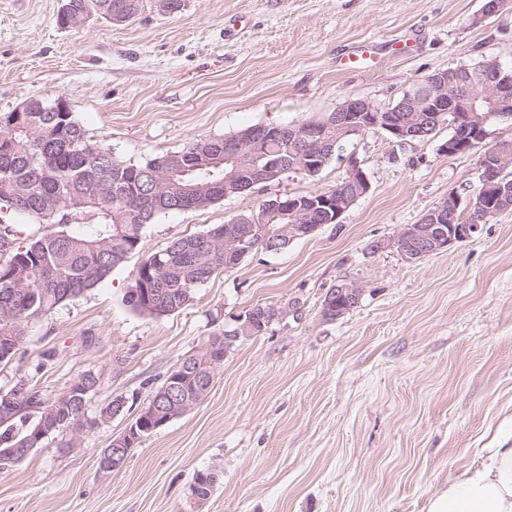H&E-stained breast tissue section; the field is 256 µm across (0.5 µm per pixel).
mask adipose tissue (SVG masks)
Returning <instances> with one entry per match:
<instances>
[{
    "instance_id": "1",
    "label": "adipose tissue",
    "mask_w": 512,
    "mask_h": 512,
    "mask_svg": "<svg viewBox=\"0 0 512 512\" xmlns=\"http://www.w3.org/2000/svg\"><path fill=\"white\" fill-rule=\"evenodd\" d=\"M428 512H512V446L480 449L477 465L449 480Z\"/></svg>"
}]
</instances>
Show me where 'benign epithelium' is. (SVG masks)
I'll use <instances>...</instances> for the list:
<instances>
[{
    "label": "benign epithelium",
    "instance_id": "obj_1",
    "mask_svg": "<svg viewBox=\"0 0 512 512\" xmlns=\"http://www.w3.org/2000/svg\"><path fill=\"white\" fill-rule=\"evenodd\" d=\"M491 67L495 68L497 77L490 84L481 81L478 72L467 68L449 73L439 72L422 85L416 95L408 97L407 104L400 106L395 112H386L367 98H347L334 109L336 131L346 136L363 129L380 127L391 141L404 143L410 137L425 136V132L413 122H404L399 113L446 112L451 106L455 133L439 146V151L448 156L466 153L489 138L491 126L512 118V78L502 76L498 61H492ZM294 136L306 146L305 157L301 163L303 174L313 175L321 171L324 155L342 150L338 143L323 140V132L310 122L302 128L294 129ZM511 163L512 145L498 144L497 167L488 169L484 163L479 165V169L484 171V188L478 205H473L470 199L464 201L454 195L448 198V205H440L429 212L421 224L406 225L395 236L382 243V247L393 248L406 261L412 262L471 237L479 231L480 222L488 214L512 208V184L499 179L498 175L499 170ZM346 183L350 184L353 191L349 196L335 199L325 196L309 202L290 197L285 202L279 199L271 202L266 205V209L281 210L293 220V223L285 225L283 231L288 233V239L294 240L311 233L312 225L307 220L317 207L333 209L336 213L335 221L338 222L354 202L370 190L367 175L353 156L348 160ZM461 208L472 212L470 222L448 223V213ZM251 251V242L244 237L224 245V254L234 258V267ZM167 422L166 411L154 403L148 405L141 411L138 424L131 425L122 435L112 440V455L102 456L101 468L113 470L124 465L130 452L126 445L131 437L137 435L136 427L142 426L144 431L150 432Z\"/></svg>",
    "mask_w": 512,
    "mask_h": 512
}]
</instances>
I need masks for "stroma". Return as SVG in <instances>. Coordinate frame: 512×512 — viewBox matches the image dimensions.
Segmentation results:
<instances>
[{
	"label": "stroma",
	"mask_w": 512,
	"mask_h": 512,
	"mask_svg": "<svg viewBox=\"0 0 512 512\" xmlns=\"http://www.w3.org/2000/svg\"><path fill=\"white\" fill-rule=\"evenodd\" d=\"M64 0H0V113L60 97L88 136L138 163L197 138L322 118L344 99L394 105L417 78L497 58L512 69V8L472 25L482 0H140L122 24L62 29ZM374 44L372 67L339 60ZM448 127L403 144L371 130L313 178H288L171 212L96 288L32 320L0 364V395L24 379L44 396L83 372L88 411L123 413L78 437L54 433L0 471V512H427L450 479L512 426V210L414 262L387 247L405 225L478 184V155L438 151ZM355 156L370 190L341 217L279 251H252L177 313H135L125 294L149 255L283 194L332 189ZM362 290L336 319L339 280ZM258 304L288 313L243 337L205 398L104 471L99 459L170 371ZM75 447H66V440ZM208 470L203 505L190 485Z\"/></svg>",
	"instance_id": "1"
}]
</instances>
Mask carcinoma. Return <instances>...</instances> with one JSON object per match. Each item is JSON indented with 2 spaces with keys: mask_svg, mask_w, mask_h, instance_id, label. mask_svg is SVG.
Here are the masks:
<instances>
[{
  "mask_svg": "<svg viewBox=\"0 0 512 512\" xmlns=\"http://www.w3.org/2000/svg\"><path fill=\"white\" fill-rule=\"evenodd\" d=\"M73 11L128 12L139 0H67ZM46 99L30 100L31 111L0 113V210L27 214L48 231L25 246L16 244V225L0 218V363L9 362L26 342L28 324L94 288L112 269L141 250V229L157 216L207 207L234 195L254 177L255 159L277 181V162L296 164L303 145L289 136L296 123L255 138L229 163L224 144L256 131L199 139L178 151L139 163L118 159L88 138L72 112H49ZM244 224L231 220L204 233L171 241L143 261L125 297L136 313L155 317L183 309L196 288L228 269L224 240ZM224 361V341L207 340L186 356L162 387L160 402L177 417L208 393L204 376ZM98 380L85 372L63 392L45 397L33 387L15 404L14 418L0 421V449L28 448L31 436L70 431L112 418V404L88 416ZM217 476L199 471L191 494L212 492Z\"/></svg>",
  "mask_w": 512,
  "mask_h": 512,
  "instance_id": "1",
  "label": "carcinoma"
}]
</instances>
